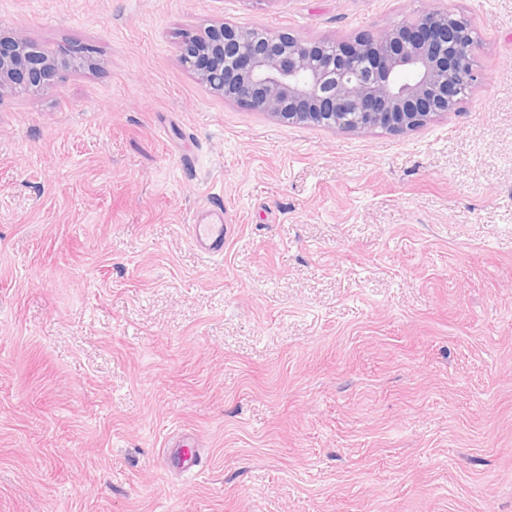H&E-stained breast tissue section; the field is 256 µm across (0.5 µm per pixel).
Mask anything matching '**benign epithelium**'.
I'll use <instances>...</instances> for the list:
<instances>
[{
	"instance_id": "benign-epithelium-1",
	"label": "benign epithelium",
	"mask_w": 512,
	"mask_h": 512,
	"mask_svg": "<svg viewBox=\"0 0 512 512\" xmlns=\"http://www.w3.org/2000/svg\"><path fill=\"white\" fill-rule=\"evenodd\" d=\"M477 48L466 17L435 8L340 41L221 23L180 42L198 80L226 100L289 124L392 134L459 110L478 80ZM80 50L60 59L0 30V97L89 63L91 50Z\"/></svg>"
}]
</instances>
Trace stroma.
I'll return each instance as SVG.
<instances>
[{
  "instance_id": "1",
  "label": "stroma",
  "mask_w": 512,
  "mask_h": 512,
  "mask_svg": "<svg viewBox=\"0 0 512 512\" xmlns=\"http://www.w3.org/2000/svg\"><path fill=\"white\" fill-rule=\"evenodd\" d=\"M430 7L481 78L406 134L279 122L178 51ZM0 28L92 50L0 97V512H512V0H0ZM205 219L190 224V236L196 248L203 254L222 255L224 238L228 225L224 224V210L221 207L208 209ZM192 446L194 445L188 441V438L168 445L169 448L165 455L167 463L182 471L192 470L197 465L196 455L189 449Z\"/></svg>"
}]
</instances>
